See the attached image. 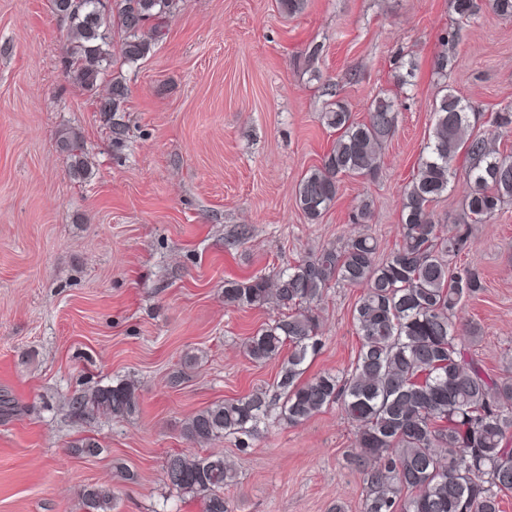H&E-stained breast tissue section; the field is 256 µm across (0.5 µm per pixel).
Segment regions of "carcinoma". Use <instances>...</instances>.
Segmentation results:
<instances>
[{
    "mask_svg": "<svg viewBox=\"0 0 512 512\" xmlns=\"http://www.w3.org/2000/svg\"><path fill=\"white\" fill-rule=\"evenodd\" d=\"M174 6V0H113L105 15L102 0H83L66 13L52 5L69 24L70 77L97 87L111 63L113 28L121 34L123 62L146 58ZM127 97V85L115 77L98 111L118 112ZM395 106L394 99L379 96L363 120L339 102L326 110L336 139L296 187L309 221L317 222L333 204L343 178L378 171L396 132ZM475 109L448 91L433 102L427 154L404 187L400 238L385 257H379L376 238L360 233L273 275L224 282V304L280 311L244 345L254 362L283 359L278 419L297 426L336 403L355 425L352 462L366 485L362 512H501L500 495L512 491V376L489 373L471 355L478 336L459 311L483 283L473 272L451 268L469 246V225L490 221L512 202V156L489 149L512 128V108L491 114L482 131L473 123ZM61 150L73 173L87 169L78 135L63 140ZM459 161L470 182L462 202L466 222L450 232L435 222L433 205L448 193ZM339 284L363 289L353 310L358 355L345 375L324 372L304 380V364L323 346L319 306L326 290ZM137 390L134 380L118 379L73 395L71 406L80 414L126 419L138 412ZM270 417V400L256 391L195 412L183 433L199 445L226 435L248 438ZM72 448L80 455L100 453L91 437ZM235 478L221 453L173 454L162 474L167 487L199 498L203 512H228L224 486ZM114 499L111 486L88 485L81 509L112 512Z\"/></svg>",
    "mask_w": 512,
    "mask_h": 512,
    "instance_id": "1",
    "label": "carcinoma"
}]
</instances>
